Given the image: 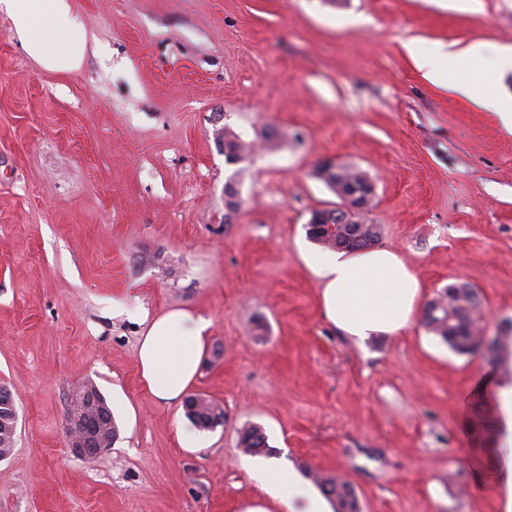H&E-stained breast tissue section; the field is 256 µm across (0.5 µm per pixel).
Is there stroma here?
<instances>
[{
  "instance_id": "1",
  "label": "stroma",
  "mask_w": 512,
  "mask_h": 512,
  "mask_svg": "<svg viewBox=\"0 0 512 512\" xmlns=\"http://www.w3.org/2000/svg\"><path fill=\"white\" fill-rule=\"evenodd\" d=\"M75 4L95 38L75 73L45 70L0 14V384L18 414L0 512H240L264 494L265 458L238 446L251 426L305 488L309 469L348 480L362 512H503L484 379L512 384V358L455 353L419 316L355 345L304 256L312 211L337 202L316 175L333 159L373 181L378 245L423 302L465 285L478 326L512 321V131L405 48L512 46V0ZM178 308L211 322L193 388L224 409L211 431L140 382L141 314ZM88 382L117 425L92 461L66 442Z\"/></svg>"
}]
</instances>
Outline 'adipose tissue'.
Masks as SVG:
<instances>
[{"label": "adipose tissue", "instance_id": "obj_1", "mask_svg": "<svg viewBox=\"0 0 512 512\" xmlns=\"http://www.w3.org/2000/svg\"><path fill=\"white\" fill-rule=\"evenodd\" d=\"M5 14L27 53L50 71L82 68L89 47L87 31L73 0H0ZM492 52L495 71L512 70V47L476 42L466 48L449 46L434 55L413 54L424 78L460 93L477 105L497 112L512 127V111L504 109L493 92L494 73L464 75L463 61ZM311 272L322 288L326 318L346 337L361 343L378 334H400L411 323L421 298V284L402 259L388 249L326 251L312 255ZM211 323L187 309H172L154 317L138 344L137 360L145 390L161 401L185 397L197 381ZM506 435L502 440L504 472L499 486L503 512H512V387L499 386ZM266 495L243 503L241 512H328L326 501L308 493L285 468L265 470Z\"/></svg>", "mask_w": 512, "mask_h": 512}]
</instances>
